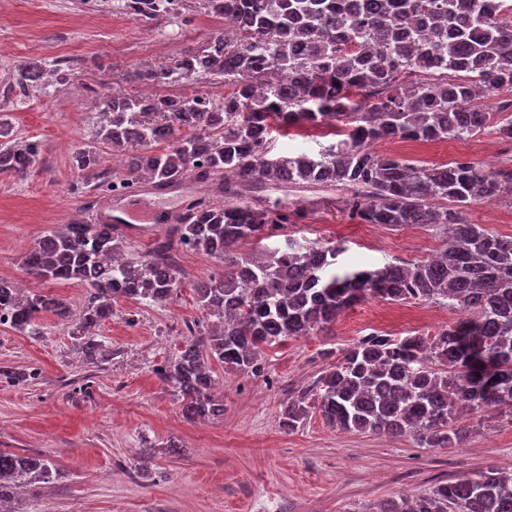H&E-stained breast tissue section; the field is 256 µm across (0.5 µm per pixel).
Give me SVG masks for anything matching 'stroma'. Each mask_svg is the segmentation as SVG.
I'll use <instances>...</instances> for the list:
<instances>
[{
  "instance_id": "1",
  "label": "stroma",
  "mask_w": 512,
  "mask_h": 512,
  "mask_svg": "<svg viewBox=\"0 0 512 512\" xmlns=\"http://www.w3.org/2000/svg\"><path fill=\"white\" fill-rule=\"evenodd\" d=\"M224 30V22L193 9L178 21L134 16L91 19L80 0H0V75L31 59H69L63 91L6 103L19 134L40 141L41 165L25 176H0V278L81 308L84 290L29 277L22 257L45 232L81 216L95 189L71 193L81 176L73 153L92 137L94 96L135 93L130 73L145 59L168 64L179 49ZM373 150L428 163L470 160L503 164L512 145L492 132L436 148L381 140ZM308 201L307 219L288 235L332 240L342 251L335 269H375L401 259L419 261L441 242L426 227L390 230L350 220L337 192L294 191L288 207ZM181 284L159 305L122 301L98 329L106 357L86 363L57 318L43 314V336L0 326V366L19 373L0 382V451L52 459L56 484L15 498L13 512H375L386 499L425 493L435 483L489 469L512 473V418L491 413L459 418L469 435L458 448H422L409 435L350 433L329 427L311 409L297 430L281 427L289 399H313L312 387L329 352H342L372 331L395 337L431 336L459 321L439 304L377 299L345 310L330 329L266 349L262 375L225 371L212 363L222 416L190 421L172 384L155 368L174 358L186 326L203 322L193 284L217 272L214 258L186 252ZM38 369L29 379L30 369ZM178 453H171L169 444ZM151 448L149 466L140 463Z\"/></svg>"
}]
</instances>
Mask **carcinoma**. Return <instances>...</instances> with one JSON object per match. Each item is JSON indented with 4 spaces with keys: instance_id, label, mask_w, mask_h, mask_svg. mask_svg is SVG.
I'll return each mask as SVG.
<instances>
[{
    "instance_id": "carcinoma-1",
    "label": "carcinoma",
    "mask_w": 512,
    "mask_h": 512,
    "mask_svg": "<svg viewBox=\"0 0 512 512\" xmlns=\"http://www.w3.org/2000/svg\"><path fill=\"white\" fill-rule=\"evenodd\" d=\"M170 0H119L131 15L182 16ZM236 30L181 51L162 68L141 65L133 80L176 86L207 79L223 97L203 104L114 94L99 98L94 142L73 166L102 192L117 182L158 190L211 193L188 203L147 254L124 257L114 225L74 218L40 237L22 261L26 274L85 291L73 317L69 303L19 293L0 278V326L44 334L49 312L66 326L86 362L104 352L101 323L121 300L168 301L179 288L181 252H204L222 271L194 283L199 307L216 318L208 330L187 326L176 356L155 368L181 397L188 420L224 414L212 393L210 361L259 376L264 350L325 330L344 310L370 298L445 305L465 314L432 337L370 333L345 350L316 381L315 401L329 425L348 432L410 434L427 448H456L467 429L458 412L491 410L512 417V236L472 224L465 209L512 197V164L453 161L412 164L371 144L466 138L493 128L512 142V100L496 111L480 101L512 91V5L492 0H200ZM69 62L35 61L0 81V99L59 92ZM311 126L338 140L316 155L269 156L274 132ZM121 153V171L101 168L97 144ZM41 160V144L16 133L0 113V175L23 176ZM330 188L345 194L348 215L389 228L429 226L442 245L429 259L396 260L375 270L332 272L341 247L332 241L279 237L291 222L271 191ZM252 250L240 251L245 243ZM308 406L296 399L281 413L293 431ZM60 475L42 455L0 451V502ZM376 512H512V475L490 469L440 482L410 500L389 499Z\"/></svg>"
}]
</instances>
